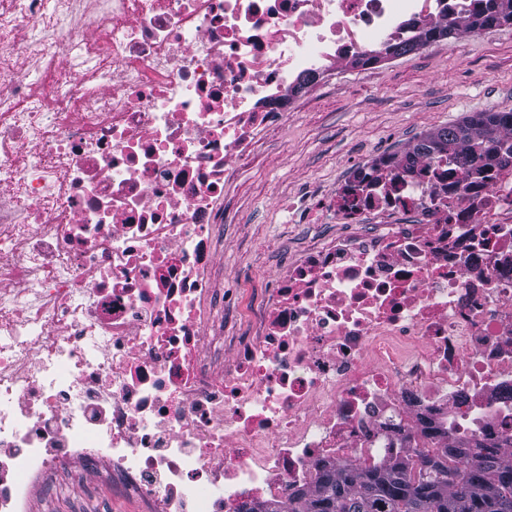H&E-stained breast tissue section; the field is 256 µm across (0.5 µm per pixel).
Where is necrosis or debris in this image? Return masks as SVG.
<instances>
[{"label":"necrosis or debris","instance_id":"4bbe7bcc","mask_svg":"<svg viewBox=\"0 0 512 512\" xmlns=\"http://www.w3.org/2000/svg\"><path fill=\"white\" fill-rule=\"evenodd\" d=\"M486 0L0 5V512L93 472L141 512H238L512 437V133L483 171L371 158L245 330L224 193L290 100ZM89 66L74 70V56Z\"/></svg>","mask_w":512,"mask_h":512}]
</instances>
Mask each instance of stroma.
Returning a JSON list of instances; mask_svg holds the SVG:
<instances>
[{
    "instance_id": "35a3bbf8",
    "label": "stroma",
    "mask_w": 512,
    "mask_h": 512,
    "mask_svg": "<svg viewBox=\"0 0 512 512\" xmlns=\"http://www.w3.org/2000/svg\"><path fill=\"white\" fill-rule=\"evenodd\" d=\"M512 111V24L436 41L382 61L345 68L313 88L241 165L225 202L224 286L247 319L277 268L311 225L289 223L279 203L300 191L326 195L346 169L402 153L422 135L476 112ZM101 512H138L89 476L67 491L38 493L35 512H77L86 499Z\"/></svg>"
}]
</instances>
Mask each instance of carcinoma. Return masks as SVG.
<instances>
[{
	"mask_svg": "<svg viewBox=\"0 0 512 512\" xmlns=\"http://www.w3.org/2000/svg\"><path fill=\"white\" fill-rule=\"evenodd\" d=\"M512 24V0H488L471 30ZM452 35L449 27L423 33L393 47L394 57L410 54ZM512 130V112H476L462 122L438 128L417 142L419 154H446L460 164H477L496 143V134ZM436 451L392 458L382 465L323 464L314 485L288 495V502H251L239 512H500L491 497L512 501V438L491 447L451 444L435 431Z\"/></svg>",
	"mask_w": 512,
	"mask_h": 512,
	"instance_id": "carcinoma-1",
	"label": "carcinoma"
}]
</instances>
